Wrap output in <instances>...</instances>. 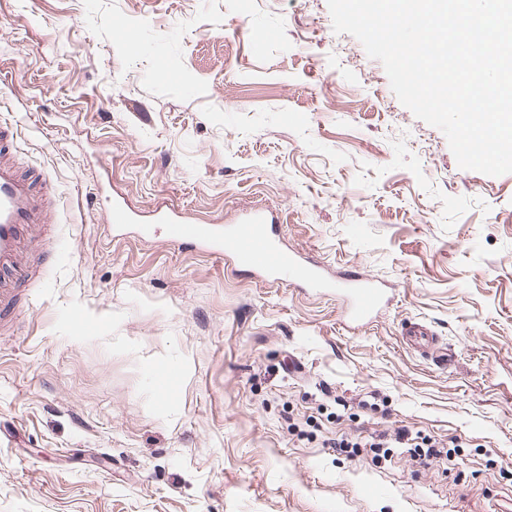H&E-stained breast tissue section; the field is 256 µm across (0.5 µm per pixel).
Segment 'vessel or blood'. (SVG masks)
I'll use <instances>...</instances> for the list:
<instances>
[{
    "instance_id": "b4317fda",
    "label": "vessel or blood",
    "mask_w": 512,
    "mask_h": 512,
    "mask_svg": "<svg viewBox=\"0 0 512 512\" xmlns=\"http://www.w3.org/2000/svg\"><path fill=\"white\" fill-rule=\"evenodd\" d=\"M49 220V201L37 175L0 161V279L24 277L22 244L27 235L37 232ZM108 223L116 232L138 224L147 234L153 233L155 225L163 224L168 229L169 242L195 244L228 254L239 270L301 288H342L346 298L344 318L353 329L368 322L387 302L383 289L370 278L341 281L329 277L321 265L283 248L273 216L263 210L245 211L239 221L221 231L211 224L193 223L171 209L156 210L145 219L116 198L109 206ZM400 336L407 347L441 364L453 360L447 348L439 347L432 326L422 319L405 320Z\"/></svg>"
}]
</instances>
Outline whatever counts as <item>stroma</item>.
<instances>
[{
    "instance_id": "obj_1",
    "label": "stroma",
    "mask_w": 512,
    "mask_h": 512,
    "mask_svg": "<svg viewBox=\"0 0 512 512\" xmlns=\"http://www.w3.org/2000/svg\"><path fill=\"white\" fill-rule=\"evenodd\" d=\"M1 119L55 213L0 318V512H512V173L461 169L327 0H0ZM115 197L276 210L391 302L351 330L334 291L113 235ZM402 428L457 448L374 463ZM400 336L407 347L432 359L435 357L444 367L453 361V355L448 353V347H437V334L432 326L422 319H406L401 324Z\"/></svg>"
}]
</instances>
